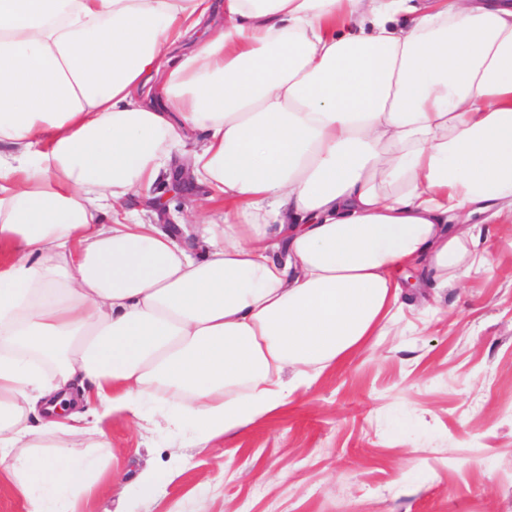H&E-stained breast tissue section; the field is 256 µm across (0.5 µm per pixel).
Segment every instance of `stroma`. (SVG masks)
Listing matches in <instances>:
<instances>
[{
    "instance_id": "obj_1",
    "label": "stroma",
    "mask_w": 512,
    "mask_h": 512,
    "mask_svg": "<svg viewBox=\"0 0 512 512\" xmlns=\"http://www.w3.org/2000/svg\"><path fill=\"white\" fill-rule=\"evenodd\" d=\"M483 236L489 269L439 290L418 270L383 335L219 447L163 405L87 417L124 482L173 472L127 512H512V224Z\"/></svg>"
}]
</instances>
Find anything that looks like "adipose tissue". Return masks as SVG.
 <instances>
[{"label": "adipose tissue", "instance_id": "1", "mask_svg": "<svg viewBox=\"0 0 512 512\" xmlns=\"http://www.w3.org/2000/svg\"><path fill=\"white\" fill-rule=\"evenodd\" d=\"M182 158L196 259L127 210ZM512 222V0H0V463L26 512L109 478L90 399L196 447L381 335ZM38 413L39 427L28 420Z\"/></svg>", "mask_w": 512, "mask_h": 512}]
</instances>
